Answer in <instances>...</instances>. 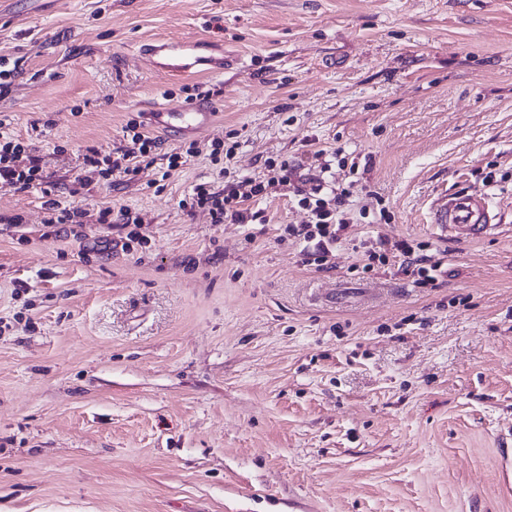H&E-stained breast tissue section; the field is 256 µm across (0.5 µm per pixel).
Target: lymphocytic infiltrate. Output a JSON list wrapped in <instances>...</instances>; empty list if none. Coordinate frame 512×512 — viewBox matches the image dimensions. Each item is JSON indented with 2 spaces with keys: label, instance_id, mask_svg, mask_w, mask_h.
Returning <instances> with one entry per match:
<instances>
[{
  "label": "lymphocytic infiltrate",
  "instance_id": "1",
  "mask_svg": "<svg viewBox=\"0 0 512 512\" xmlns=\"http://www.w3.org/2000/svg\"><path fill=\"white\" fill-rule=\"evenodd\" d=\"M127 146L114 152H102L98 148H87L83 155L86 166L98 168L107 180L119 182L135 178L142 163L153 162L160 141L146 132L141 121L130 119L126 124ZM343 154L342 149H319L313 152L312 164L304 160H266L264 176L244 177L227 182L224 187H215L213 182L196 184L191 193L180 202L182 210H207L213 223L231 222L252 224L260 220L261 212L249 208L252 200L267 196L273 185L293 188L298 206L308 214L306 223L290 226L289 235L302 245L300 254L304 264L324 270L328 258L351 224L369 218L367 208H352L350 187L326 181L333 161ZM0 182L15 186L22 191L38 189L46 182L43 160L32 141L0 131ZM432 245L428 242L412 243L401 239L394 242L381 240L375 250L370 251L363 273L373 272L376 265L387 264L396 259L399 268L415 283L435 282L444 261L434 258Z\"/></svg>",
  "mask_w": 512,
  "mask_h": 512
}]
</instances>
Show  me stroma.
Here are the masks:
<instances>
[{"label": "stroma", "mask_w": 512, "mask_h": 512, "mask_svg": "<svg viewBox=\"0 0 512 512\" xmlns=\"http://www.w3.org/2000/svg\"><path fill=\"white\" fill-rule=\"evenodd\" d=\"M203 36L224 73L139 53ZM1 58L0 116L82 216L52 234L41 192L0 183V512H512V0H0ZM204 91L216 123L162 136L133 182L83 166ZM217 141L252 177L343 148L390 219L319 270L288 188L253 202L265 224L186 215ZM458 189L495 235L433 227ZM104 207L139 214L140 243ZM398 238L445 251L435 285L361 273Z\"/></svg>", "instance_id": "stroma-1"}]
</instances>
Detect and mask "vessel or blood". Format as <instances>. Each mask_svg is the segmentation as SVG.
I'll return each mask as SVG.
<instances>
[{"instance_id":"obj_1","label":"vessel or blood","mask_w":512,"mask_h":512,"mask_svg":"<svg viewBox=\"0 0 512 512\" xmlns=\"http://www.w3.org/2000/svg\"><path fill=\"white\" fill-rule=\"evenodd\" d=\"M142 53L154 69L172 78H185L204 72L223 73L224 56L211 54L209 41L159 40L145 45ZM150 127L160 133L198 132L211 125L212 110L193 105L174 109L165 105L154 106L146 112ZM501 221L494 213L488 196L469 190L449 193L432 210V222L442 233L458 238H483L495 231Z\"/></svg>"}]
</instances>
